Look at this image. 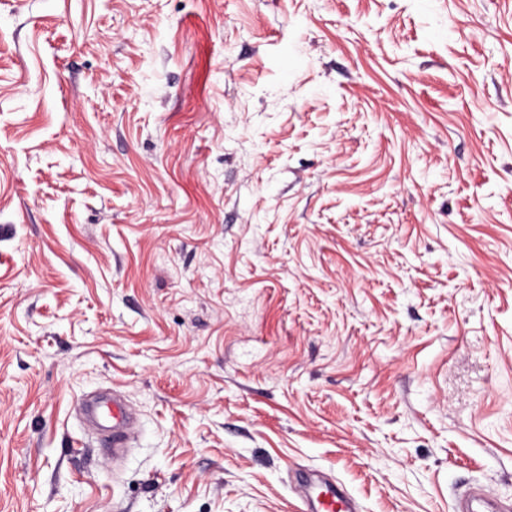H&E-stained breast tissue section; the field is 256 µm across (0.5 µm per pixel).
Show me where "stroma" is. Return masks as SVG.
<instances>
[{
  "instance_id": "35a3bbf8",
  "label": "stroma",
  "mask_w": 512,
  "mask_h": 512,
  "mask_svg": "<svg viewBox=\"0 0 512 512\" xmlns=\"http://www.w3.org/2000/svg\"><path fill=\"white\" fill-rule=\"evenodd\" d=\"M302 471L512 512V0H0V512ZM84 420L107 443L112 452L127 448L126 433L133 422L132 414L117 395L112 398L99 396L86 400L83 405Z\"/></svg>"
}]
</instances>
